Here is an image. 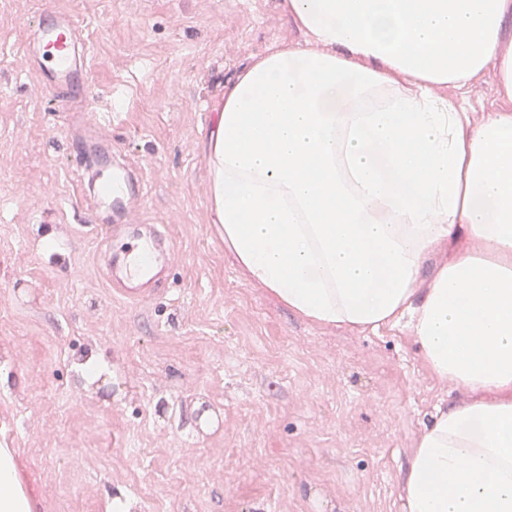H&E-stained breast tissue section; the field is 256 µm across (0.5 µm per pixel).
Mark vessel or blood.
Segmentation results:
<instances>
[{"label": "vessel or blood", "mask_w": 512, "mask_h": 512, "mask_svg": "<svg viewBox=\"0 0 512 512\" xmlns=\"http://www.w3.org/2000/svg\"><path fill=\"white\" fill-rule=\"evenodd\" d=\"M21 56L27 66L40 70L51 90L61 91L56 106L67 117L65 138L93 171L87 190L104 215L105 249L112 254L113 268L121 272L110 282L114 292L132 303L164 294L167 279L154 271L151 258L156 250L168 248V238L162 232L142 241L128 235L129 204L141 192V177L113 164L112 133L92 107V42L85 22L41 6L28 26Z\"/></svg>", "instance_id": "1"}]
</instances>
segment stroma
<instances>
[{"label":"stroma","instance_id":"35a3bbf8","mask_svg":"<svg viewBox=\"0 0 512 512\" xmlns=\"http://www.w3.org/2000/svg\"><path fill=\"white\" fill-rule=\"evenodd\" d=\"M49 2L92 22L96 108L145 183L134 218L173 250L168 294L113 295L64 119L20 57L40 0H0V454L29 512H401L424 421L466 392L408 330L288 310L216 222V105L252 55L302 41L282 0Z\"/></svg>","mask_w":512,"mask_h":512}]
</instances>
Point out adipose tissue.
<instances>
[{"label": "adipose tissue", "mask_w": 512, "mask_h": 512, "mask_svg": "<svg viewBox=\"0 0 512 512\" xmlns=\"http://www.w3.org/2000/svg\"><path fill=\"white\" fill-rule=\"evenodd\" d=\"M283 9L304 42L254 56L217 107L224 244L297 315L408 329L468 392L424 425L403 512H512V0ZM489 68L477 116L455 93Z\"/></svg>", "instance_id": "1"}]
</instances>
